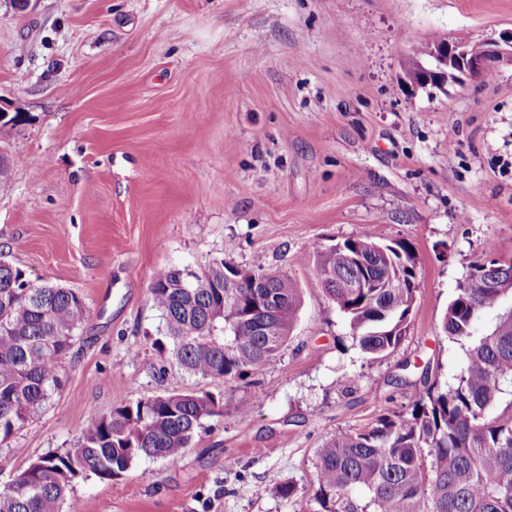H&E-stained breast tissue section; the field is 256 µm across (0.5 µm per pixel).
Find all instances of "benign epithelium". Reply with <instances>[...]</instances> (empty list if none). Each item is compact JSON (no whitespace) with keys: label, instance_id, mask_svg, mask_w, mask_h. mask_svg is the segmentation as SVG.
I'll return each instance as SVG.
<instances>
[{"label":"benign epithelium","instance_id":"benign-epithelium-1","mask_svg":"<svg viewBox=\"0 0 512 512\" xmlns=\"http://www.w3.org/2000/svg\"><path fill=\"white\" fill-rule=\"evenodd\" d=\"M433 65L419 69L421 83L415 87L429 85L442 87V73L450 69L456 72L458 82L466 83L481 78L484 72L493 67H512V33L502 39V43H480L471 45L449 41H438L430 50Z\"/></svg>","mask_w":512,"mask_h":512}]
</instances>
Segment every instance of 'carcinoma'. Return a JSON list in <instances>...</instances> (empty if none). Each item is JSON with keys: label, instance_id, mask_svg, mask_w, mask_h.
<instances>
[{"label": "carcinoma", "instance_id": "cac0c4a2", "mask_svg": "<svg viewBox=\"0 0 512 512\" xmlns=\"http://www.w3.org/2000/svg\"><path fill=\"white\" fill-rule=\"evenodd\" d=\"M472 261L448 305L442 330L469 338L480 314L512 296V249ZM411 243L370 233L318 253L315 274L326 300L348 320L351 338L374 357L391 354L415 301ZM170 343L153 342L190 374L245 381L281 355L301 304L286 271L213 258L198 271L161 267L150 283ZM86 319L82 297L45 279L36 284L0 257V440L9 438L61 386V360ZM512 387V308L475 342L455 382L360 432L317 449L315 512H512V402L488 411ZM250 407L209 392L167 393L122 403L80 427L77 444L29 461L0 487V512H59L80 478H123L141 457L175 463L205 421Z\"/></svg>", "mask_w": 512, "mask_h": 512}]
</instances>
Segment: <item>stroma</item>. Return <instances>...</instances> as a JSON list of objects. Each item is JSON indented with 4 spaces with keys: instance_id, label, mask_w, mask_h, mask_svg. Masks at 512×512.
<instances>
[{
    "instance_id": "stroma-1",
    "label": "stroma",
    "mask_w": 512,
    "mask_h": 512,
    "mask_svg": "<svg viewBox=\"0 0 512 512\" xmlns=\"http://www.w3.org/2000/svg\"><path fill=\"white\" fill-rule=\"evenodd\" d=\"M510 30L512 0H0V255L87 308L61 387L0 442V486L115 405L208 391L250 417L210 419L176 463L78 480L61 512H313L326 440L409 413L466 363L441 323L471 262L512 244V68L416 91L405 71L434 42ZM366 232L418 258L383 358L314 277ZM228 252L302 298L282 354L232 386L153 349L149 291L160 267Z\"/></svg>"
}]
</instances>
